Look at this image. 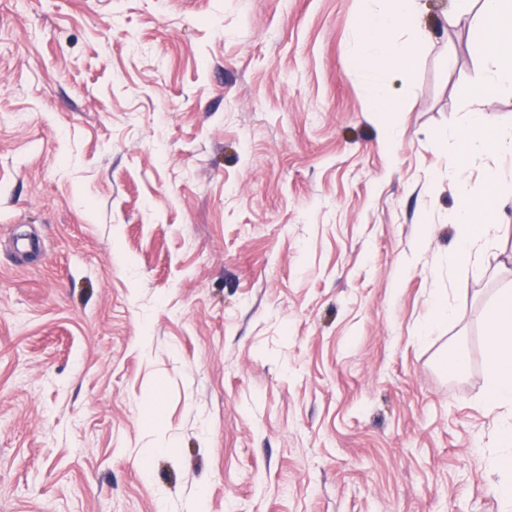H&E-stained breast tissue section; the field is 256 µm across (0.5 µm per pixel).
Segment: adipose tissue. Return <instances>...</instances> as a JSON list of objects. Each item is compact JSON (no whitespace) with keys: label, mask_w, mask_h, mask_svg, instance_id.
Instances as JSON below:
<instances>
[{"label":"adipose tissue","mask_w":512,"mask_h":512,"mask_svg":"<svg viewBox=\"0 0 512 512\" xmlns=\"http://www.w3.org/2000/svg\"><path fill=\"white\" fill-rule=\"evenodd\" d=\"M418 0H388L387 6L371 9L361 18L357 63L367 77V99L370 111L396 112L387 83L388 74L404 68L409 59L410 42L425 41L419 27ZM454 18L471 17L484 36L483 96L496 90L512 88V42H504L512 31V0H457ZM450 139L465 142L469 155L491 150L512 155V127H496L484 105L470 112L465 131H449ZM479 201L469 198L451 217L460 233L456 263L477 262L485 255V241L492 227L474 225L473 215ZM487 372L484 401L489 410L512 406V289H502L488 311L486 339Z\"/></svg>","instance_id":"ef3b65f1"}]
</instances>
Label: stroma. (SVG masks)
<instances>
[{"mask_svg": "<svg viewBox=\"0 0 512 512\" xmlns=\"http://www.w3.org/2000/svg\"><path fill=\"white\" fill-rule=\"evenodd\" d=\"M365 3L0 0V512H501L512 157L438 144L483 38L419 0L372 112ZM465 204L459 208L450 218L452 224H456L460 233V245L454 257L457 264L477 262L484 258L485 244L490 232L495 229V224H479L473 231L472 224L474 212L479 208L480 202L472 199L467 188L461 186ZM484 401L489 410L512 406V289H502L488 311ZM498 440L500 448H504L505 452L498 451L489 457V467L495 471L510 468L512 465V448H510L512 446V424L510 421L502 423Z\"/></svg>", "mask_w": 512, "mask_h": 512, "instance_id": "stroma-1", "label": "stroma"}]
</instances>
